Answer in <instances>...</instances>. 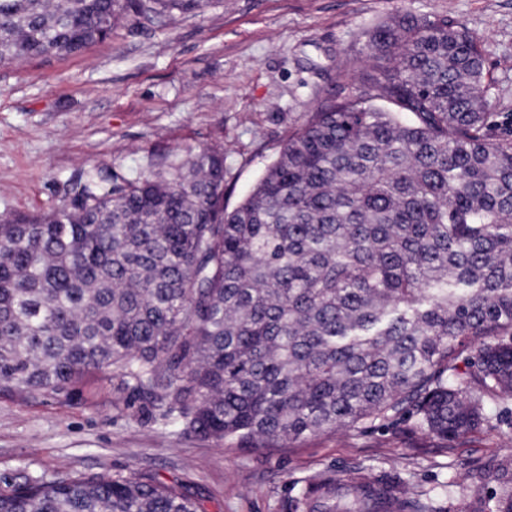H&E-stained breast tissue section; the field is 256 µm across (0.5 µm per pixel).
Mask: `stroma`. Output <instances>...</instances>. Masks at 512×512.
Returning <instances> with one entry per match:
<instances>
[{
	"label": "stroma",
	"mask_w": 512,
	"mask_h": 512,
	"mask_svg": "<svg viewBox=\"0 0 512 512\" xmlns=\"http://www.w3.org/2000/svg\"><path fill=\"white\" fill-rule=\"evenodd\" d=\"M398 11L448 17L480 39L490 134L511 136L512 0H220L148 28L121 22L77 56L0 66V220L59 206L74 172L108 165L132 178L201 147L223 151L236 206L308 112L362 89L363 32ZM509 462L505 422L446 445L404 424L243 448L131 417L95 376L69 400L0 392V482L57 469L147 473L181 483L203 512H288L305 480L330 473L478 512L490 490L473 472Z\"/></svg>",
	"instance_id": "stroma-1"
}]
</instances>
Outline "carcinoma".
<instances>
[{
  "label": "carcinoma",
  "instance_id": "carcinoma-1",
  "mask_svg": "<svg viewBox=\"0 0 512 512\" xmlns=\"http://www.w3.org/2000/svg\"><path fill=\"white\" fill-rule=\"evenodd\" d=\"M214 2L0 0V65ZM365 37L367 89L308 113L233 210L224 153L200 148L137 179L81 170L57 208L1 222L0 392L95 373L133 416L244 448L405 418L446 443L512 419V139L489 134L480 41L409 12ZM474 478L481 512H512L511 467ZM199 509L153 475L0 486V512ZM288 512L448 510L327 474Z\"/></svg>",
  "mask_w": 512,
  "mask_h": 512
}]
</instances>
